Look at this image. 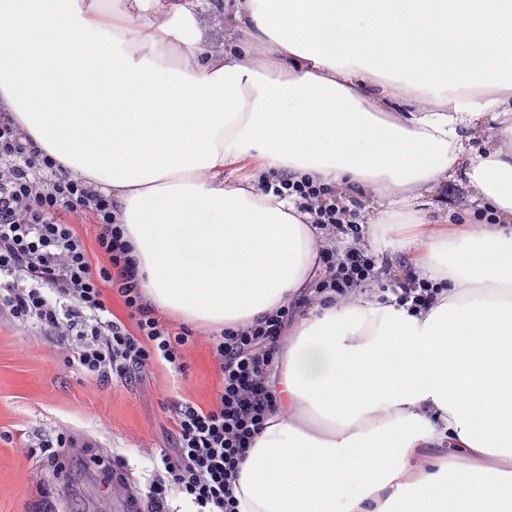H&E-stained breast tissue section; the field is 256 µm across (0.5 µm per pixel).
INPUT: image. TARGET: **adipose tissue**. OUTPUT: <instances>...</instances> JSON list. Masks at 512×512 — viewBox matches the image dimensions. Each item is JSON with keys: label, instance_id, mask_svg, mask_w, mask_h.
Returning <instances> with one entry per match:
<instances>
[{"label": "adipose tissue", "instance_id": "ef3b65f1", "mask_svg": "<svg viewBox=\"0 0 512 512\" xmlns=\"http://www.w3.org/2000/svg\"><path fill=\"white\" fill-rule=\"evenodd\" d=\"M233 14L246 38L216 51L178 2L140 28L129 0H0V103L115 196L142 288L181 321L246 325L315 277L294 203L225 183L251 161L365 190L373 244L442 285L416 315L332 299L297 318L241 512H512V0H235ZM487 120L497 143L474 150ZM459 176L492 224L405 233L418 191Z\"/></svg>", "mask_w": 512, "mask_h": 512}]
</instances>
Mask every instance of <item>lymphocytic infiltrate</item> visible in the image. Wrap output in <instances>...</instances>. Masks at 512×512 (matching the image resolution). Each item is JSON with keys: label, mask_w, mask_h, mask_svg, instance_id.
<instances>
[{"label": "lymphocytic infiltrate", "mask_w": 512, "mask_h": 512, "mask_svg": "<svg viewBox=\"0 0 512 512\" xmlns=\"http://www.w3.org/2000/svg\"><path fill=\"white\" fill-rule=\"evenodd\" d=\"M258 187L292 199L308 214L321 268L297 305L214 337L222 384L214 407L174 404L175 429L154 458L147 498L150 512H165L171 494L192 512H240L235 488L240 466L265 422L278 408L267 387L276 348L298 309L329 296L348 299L387 272L361 248L365 224L357 204H345L335 187L309 178L260 174ZM111 196L72 176L24 138L8 108L0 107V313L35 322L64 346L70 363L88 378L131 383L161 362L178 366L192 335L161 320L138 279L133 248ZM91 220L105 262L93 264L73 218ZM122 300L126 318L106 304L105 288ZM440 288L414 273L396 282L391 299L411 312L428 310Z\"/></svg>", "instance_id": "lymphocytic-infiltrate-1"}]
</instances>
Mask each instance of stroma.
<instances>
[{"label": "stroma", "instance_id": "35a3bbf8", "mask_svg": "<svg viewBox=\"0 0 512 512\" xmlns=\"http://www.w3.org/2000/svg\"><path fill=\"white\" fill-rule=\"evenodd\" d=\"M191 3L204 46L229 50L244 40L232 22L233 0ZM471 205L448 184L418 200L427 222L440 230L448 229L449 213ZM211 336V329L194 327L182 369L156 364L126 386L83 376L37 326L0 317V512H130L133 494L144 512L152 455L174 429L173 401L209 408L217 400L222 378ZM60 432L75 445L50 461L27 456L28 446ZM109 467L122 473L123 484L107 482Z\"/></svg>", "mask_w": 512, "mask_h": 512}]
</instances>
